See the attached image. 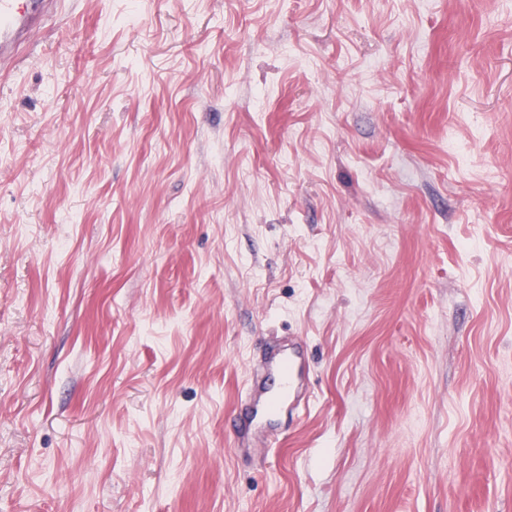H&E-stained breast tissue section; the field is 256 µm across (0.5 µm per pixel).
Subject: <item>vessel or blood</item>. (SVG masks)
<instances>
[{
	"instance_id": "obj_1",
	"label": "vessel or blood",
	"mask_w": 512,
	"mask_h": 512,
	"mask_svg": "<svg viewBox=\"0 0 512 512\" xmlns=\"http://www.w3.org/2000/svg\"><path fill=\"white\" fill-rule=\"evenodd\" d=\"M50 12V0H0V64L14 59L22 44L39 39ZM306 367L298 342L264 358L261 372L254 374L244 394L253 407L254 426L239 427L237 447H251L255 434L273 426L284 413H297L309 406L304 389Z\"/></svg>"
}]
</instances>
